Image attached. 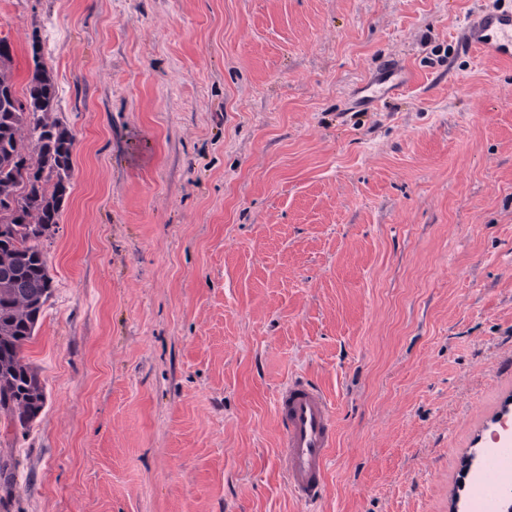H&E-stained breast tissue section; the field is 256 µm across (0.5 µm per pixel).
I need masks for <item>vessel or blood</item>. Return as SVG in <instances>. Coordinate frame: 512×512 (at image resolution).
Returning a JSON list of instances; mask_svg holds the SVG:
<instances>
[{
  "label": "vessel or blood",
  "mask_w": 512,
  "mask_h": 512,
  "mask_svg": "<svg viewBox=\"0 0 512 512\" xmlns=\"http://www.w3.org/2000/svg\"><path fill=\"white\" fill-rule=\"evenodd\" d=\"M463 46L486 57L511 59L512 8L501 6L499 0H487L484 8L467 20ZM408 82L404 70L390 63L383 65L356 91L354 102L363 108L374 107ZM276 413L283 431L279 454L288 490L298 502L313 505L321 497L327 462L336 444L331 406L320 389L294 377L279 390Z\"/></svg>",
  "instance_id": "vessel-or-blood-1"
}]
</instances>
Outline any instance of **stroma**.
Here are the masks:
<instances>
[{"label":"stroma","mask_w":512,"mask_h":512,"mask_svg":"<svg viewBox=\"0 0 512 512\" xmlns=\"http://www.w3.org/2000/svg\"><path fill=\"white\" fill-rule=\"evenodd\" d=\"M485 0H0L75 135L0 410V512H449L512 409V62L462 48ZM413 83L351 107L381 59ZM328 398L306 509L279 388Z\"/></svg>","instance_id":"obj_1"}]
</instances>
